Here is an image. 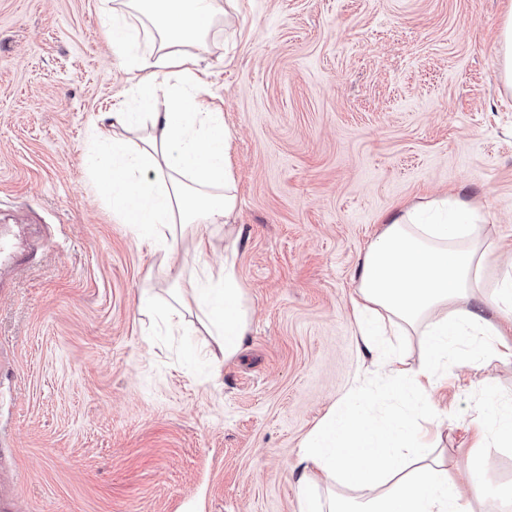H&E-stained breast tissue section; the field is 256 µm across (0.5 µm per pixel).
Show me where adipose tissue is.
I'll return each mask as SVG.
<instances>
[{
    "instance_id": "ef3b65f1",
    "label": "adipose tissue",
    "mask_w": 512,
    "mask_h": 512,
    "mask_svg": "<svg viewBox=\"0 0 512 512\" xmlns=\"http://www.w3.org/2000/svg\"><path fill=\"white\" fill-rule=\"evenodd\" d=\"M104 35L121 67L135 75L137 100L147 108L150 132L122 139L116 126L130 112L99 117L89 130L98 182L120 221L135 225L155 251L171 253L177 234L191 226L198 249L211 227L235 230L238 199L225 152L229 131L207 96L201 66L208 37L225 20L223 0H101ZM382 228L355 270L352 316L374 363L393 375L394 395L431 388L463 336L477 339L463 365L511 358L512 344L495 315L512 305V283L485 291L484 270L494 245L481 234L482 211L451 192L402 207L380 218ZM236 246L220 266H202L183 286L220 338L222 359L234 357L248 332L249 307L236 264ZM479 310H472L471 302ZM421 329L425 355L417 364L384 350L391 323ZM301 478L324 475L347 494L308 499L302 512H474V497L489 482L473 472L472 495L461 493L440 455L403 414L379 416L346 395L305 439Z\"/></svg>"
}]
</instances>
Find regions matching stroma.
Segmentation results:
<instances>
[{"label":"stroma","instance_id":"stroma-1","mask_svg":"<svg viewBox=\"0 0 512 512\" xmlns=\"http://www.w3.org/2000/svg\"><path fill=\"white\" fill-rule=\"evenodd\" d=\"M100 0H0V234L28 224L39 263L0 290V457L9 512H300V446L362 380L381 412L432 399L425 428L451 472L512 485V446L475 447L480 378L512 404V359L440 370L396 405L350 298L381 215L449 190L482 206L512 272V93L496 76L508 0H237L208 41L207 81L231 132L237 265L251 308L240 352L195 312L170 329L176 266L97 188L89 127L130 86Z\"/></svg>","mask_w":512,"mask_h":512}]
</instances>
